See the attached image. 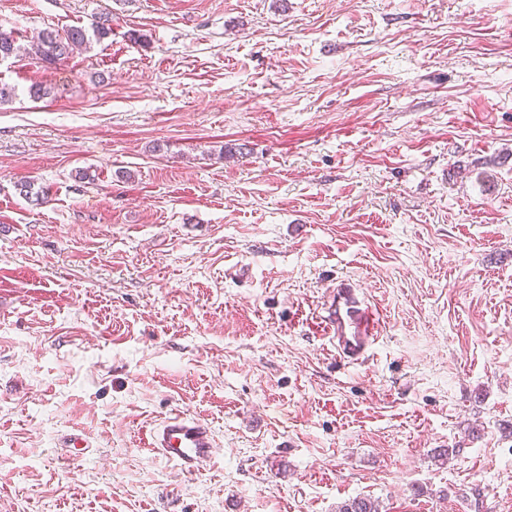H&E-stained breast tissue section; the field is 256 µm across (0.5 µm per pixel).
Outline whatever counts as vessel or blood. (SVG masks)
<instances>
[{
    "instance_id": "vessel-or-blood-1",
    "label": "vessel or blood",
    "mask_w": 512,
    "mask_h": 512,
    "mask_svg": "<svg viewBox=\"0 0 512 512\" xmlns=\"http://www.w3.org/2000/svg\"><path fill=\"white\" fill-rule=\"evenodd\" d=\"M322 322L335 335L337 358L348 363L365 359L379 331L375 311L356 296L354 289L345 286L331 293ZM150 446L186 475L197 474L218 456L212 427L178 410L152 430Z\"/></svg>"
}]
</instances>
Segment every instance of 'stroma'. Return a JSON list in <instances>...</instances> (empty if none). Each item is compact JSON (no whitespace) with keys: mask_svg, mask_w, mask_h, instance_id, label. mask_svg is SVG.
Returning a JSON list of instances; mask_svg holds the SVG:
<instances>
[{"mask_svg":"<svg viewBox=\"0 0 512 512\" xmlns=\"http://www.w3.org/2000/svg\"><path fill=\"white\" fill-rule=\"evenodd\" d=\"M100 16L0 63V512H512V0H0L25 46ZM91 40L89 30L82 26H72L63 34L45 30L31 44V54L34 53L44 64L57 65L69 57L73 47L88 46ZM324 308L322 322L336 336V357L343 362L358 363L366 358L379 331L375 311L346 286L332 291ZM150 447L185 475L197 474L219 454L212 427L179 410L151 431Z\"/></svg>","mask_w":512,"mask_h":512,"instance_id":"1","label":"stroma"}]
</instances>
